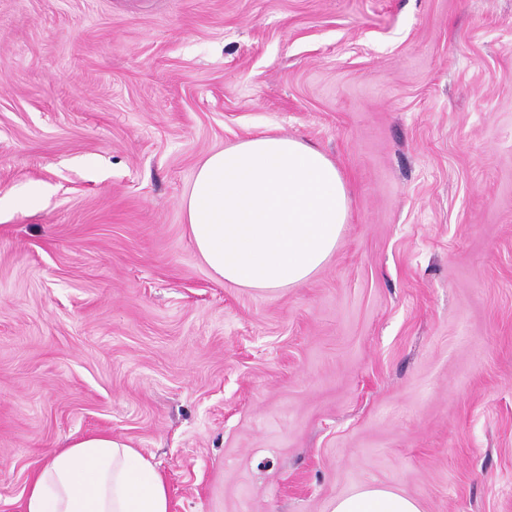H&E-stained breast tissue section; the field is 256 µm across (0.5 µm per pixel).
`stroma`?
<instances>
[{"label":"stroma","mask_w":512,"mask_h":512,"mask_svg":"<svg viewBox=\"0 0 512 512\" xmlns=\"http://www.w3.org/2000/svg\"><path fill=\"white\" fill-rule=\"evenodd\" d=\"M269 130L350 203L261 293L182 199ZM98 431L171 512H512V0H0V512ZM331 512H422L420 504L398 491L368 484L336 498Z\"/></svg>","instance_id":"stroma-1"}]
</instances>
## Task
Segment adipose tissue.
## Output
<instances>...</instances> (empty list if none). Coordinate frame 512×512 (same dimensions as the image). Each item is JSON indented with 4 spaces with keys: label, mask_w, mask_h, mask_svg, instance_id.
<instances>
[{
    "label": "adipose tissue",
    "mask_w": 512,
    "mask_h": 512,
    "mask_svg": "<svg viewBox=\"0 0 512 512\" xmlns=\"http://www.w3.org/2000/svg\"><path fill=\"white\" fill-rule=\"evenodd\" d=\"M335 163L302 139L260 133L214 151L183 199L193 245L213 276L273 292L304 284L334 253L348 216ZM166 484L126 441L96 432L52 451L28 480L21 512H169ZM331 512H422L368 484Z\"/></svg>",
    "instance_id": "1"
}]
</instances>
